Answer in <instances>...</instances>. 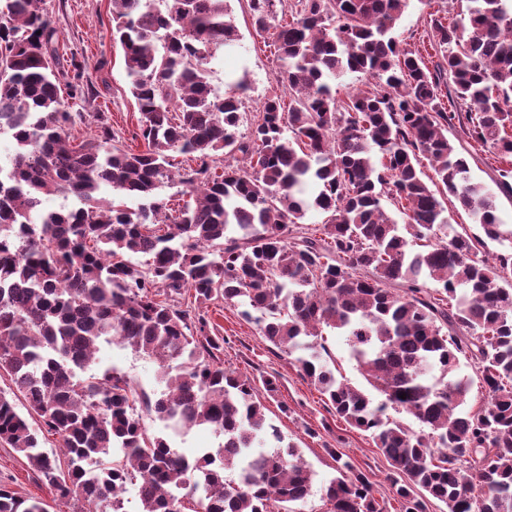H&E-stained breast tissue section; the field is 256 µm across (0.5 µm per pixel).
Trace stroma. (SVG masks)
Masks as SVG:
<instances>
[{"mask_svg":"<svg viewBox=\"0 0 512 512\" xmlns=\"http://www.w3.org/2000/svg\"><path fill=\"white\" fill-rule=\"evenodd\" d=\"M230 7L240 46L234 52L219 54L212 82L225 87L234 74L248 73L249 90L243 105V122L248 125L254 122L264 99L283 94L284 89L276 81L278 61L273 47L253 29L248 0H231ZM42 8L59 34L63 47L61 69L67 71L72 64H80L91 94L89 101L72 103L73 111L82 115L72 127V134L80 140L95 135L96 115L101 112L119 144L140 149V114L125 77L122 49L112 39V0H44ZM456 11L455 0H410L396 29L402 46L422 48L432 34V19H449ZM207 317L214 335L224 339L220 358L225 368L257 382L267 377L277 381L276 395L265 401L266 414L285 440L300 449L313 473L311 493L300 504V512H326L323 487L337 475L334 456L338 453L368 477L377 498L393 501L394 471L367 433L337 417L297 365L265 341L255 323L243 316L241 306L218 301L210 305ZM97 358V369H117L128 375L139 390L159 392L158 365L153 359L115 343L101 344ZM0 485L23 498L35 496L50 502L56 495L53 487L29 469L25 457L4 444L0 445Z\"/></svg>","mask_w":512,"mask_h":512,"instance_id":"obj_1","label":"stroma"}]
</instances>
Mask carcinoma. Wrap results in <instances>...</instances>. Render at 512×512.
Masks as SVG:
<instances>
[{"mask_svg":"<svg viewBox=\"0 0 512 512\" xmlns=\"http://www.w3.org/2000/svg\"><path fill=\"white\" fill-rule=\"evenodd\" d=\"M40 2L0 0V132L15 144L0 166V372L28 412L0 392V442L60 498L109 512H123L131 483L141 512H298L312 474L254 381L224 368V337L201 313L241 301L406 478L399 512L433 500L446 512H512V253L478 258L487 239L512 242V226L472 178L479 157L448 140L456 120L505 162L497 186L512 193V0H456L451 23L433 20L432 68L396 36L409 0H296L289 18L281 0H249L288 98L266 99L247 133V80L223 93L211 80L217 52L237 39L230 0H112L141 150L117 144L100 113L98 135L71 139L67 98H85V86L59 71ZM350 73L374 83L339 101L330 81ZM172 152L196 166L173 173ZM236 153L244 166L225 160ZM174 182L190 196L177 209L157 197ZM443 194L484 237L451 224ZM49 195L73 205L46 211ZM384 195L405 223L386 214ZM310 210L323 216L315 228ZM324 327L347 337L366 385L336 377ZM102 342L154 359L160 395L114 368L92 371ZM463 359L486 392L477 408ZM142 410L222 442L188 458L147 433ZM42 433L63 458L40 450ZM262 437L276 448L254 451ZM336 463L327 512H385L369 479ZM0 512L49 509L0 485Z\"/></svg>","mask_w":512,"mask_h":512,"instance_id":"carcinoma-1","label":"carcinoma"}]
</instances>
